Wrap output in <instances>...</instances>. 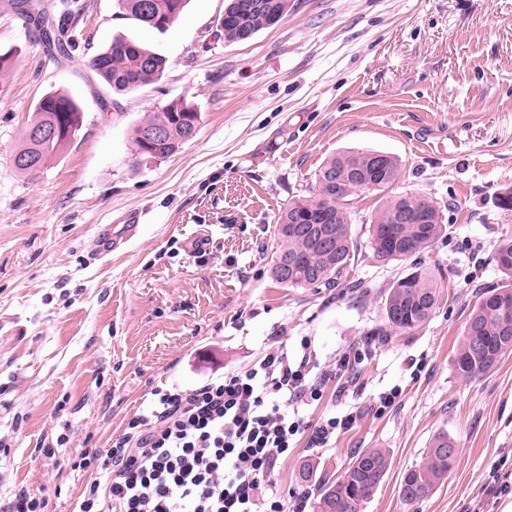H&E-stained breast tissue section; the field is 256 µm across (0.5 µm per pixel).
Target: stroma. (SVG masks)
Instances as JSON below:
<instances>
[{
    "label": "stroma",
    "instance_id": "stroma-1",
    "mask_svg": "<svg viewBox=\"0 0 512 512\" xmlns=\"http://www.w3.org/2000/svg\"><path fill=\"white\" fill-rule=\"evenodd\" d=\"M69 55L51 56L36 26L0 0V506L26 488L49 512H71L92 472L83 452L110 448L154 390H186L242 371L271 347L308 354L323 397L310 423L354 414L328 447L307 435L275 473L289 501L306 498L355 453L385 449L390 465L364 512H503L512 486L484 489L512 469V352L465 380L454 358L478 298L503 285L494 255L512 238V0H294L278 24L228 43L225 0H189L163 30L78 0ZM167 60L135 91L107 90L87 66L114 38ZM71 91L80 130L35 176L12 153L47 92ZM182 100L201 114L174 155L131 157L148 112ZM346 149L401 162L389 192L346 201L356 247L345 276L288 288L269 274L275 218L307 194L322 163ZM441 204L448 234L421 253L439 268L443 298L407 332L383 305L409 262L374 259L366 230L386 194ZM143 212L121 252H96L98 225ZM208 237L204 252L189 240ZM400 388L378 412L381 393ZM65 445H57L59 435ZM440 435L458 457L425 499L400 495L405 472Z\"/></svg>",
    "mask_w": 512,
    "mask_h": 512
}]
</instances>
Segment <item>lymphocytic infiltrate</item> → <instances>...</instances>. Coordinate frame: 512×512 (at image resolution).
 I'll list each match as a JSON object with an SVG mask.
<instances>
[{"instance_id":"obj_1","label":"lymphocytic infiltrate","mask_w":512,"mask_h":512,"mask_svg":"<svg viewBox=\"0 0 512 512\" xmlns=\"http://www.w3.org/2000/svg\"><path fill=\"white\" fill-rule=\"evenodd\" d=\"M308 357L276 349L249 369L202 386L159 392L105 453L87 452L81 470H102L72 512H305L279 496L272 476L294 437L327 447L352 415L309 424L299 409L322 397Z\"/></svg>"}]
</instances>
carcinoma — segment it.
I'll return each mask as SVG.
<instances>
[{
	"label": "carcinoma",
	"instance_id": "cac0c4a2",
	"mask_svg": "<svg viewBox=\"0 0 512 512\" xmlns=\"http://www.w3.org/2000/svg\"><path fill=\"white\" fill-rule=\"evenodd\" d=\"M117 8L133 19L158 30L174 23L187 5V0H116ZM293 8L291 0H227L220 30L224 41L241 42L263 29L278 23ZM45 23L44 35L49 50L65 56L72 44L71 37L57 32L50 20ZM88 67L115 93H127L159 79L166 60L125 38L112 40L105 50L88 60ZM200 113L188 103L177 100L158 112L144 116L133 128L132 156L143 154L165 158L176 153L196 133ZM82 124L80 106L70 92H51L37 103L34 118L26 126L13 153V167L21 175L33 176L55 155L62 152L76 137ZM55 131L50 138L37 139L33 129ZM158 129L162 140L147 148L142 142L143 132ZM370 150L344 151L320 167L311 195L288 202L276 220L277 247L274 257H301L310 248L308 236L302 231L306 224H324L331 228L335 250L327 258L319 255L310 268L297 266L284 279L272 274L273 279L289 288H318L335 282L351 261L354 239L351 221L341 204L346 197L358 191L352 186L350 174L354 170L370 169ZM334 171L341 181V195L336 187L325 181V172ZM399 176L396 159H390L385 171L374 175L375 190L384 191ZM412 212L434 211V201L422 196L400 195L389 198L372 217L369 229V248L382 261L408 260L420 255L436 240L445 235L447 225L443 218L435 224L421 227L415 224H395L396 209ZM494 261L507 277L508 283L489 290L474 307L465 328L474 334L462 333L454 359L457 374L470 380L492 371L503 355L512 351V310L505 313L490 308L485 299L505 295L512 300V240L498 248ZM442 288L440 278L433 270L417 262L411 271L397 279L385 299L384 316L389 326L413 330L427 322L438 308ZM452 441L443 435L435 439L423 460L407 470L401 481L400 494L404 501L415 502L434 489L436 483L448 475L455 457L445 449ZM389 468L388 455L377 448L359 452L344 473L331 484L319 489L317 512H362L376 494Z\"/></svg>",
	"mask_w": 512,
	"mask_h": 512
}]
</instances>
